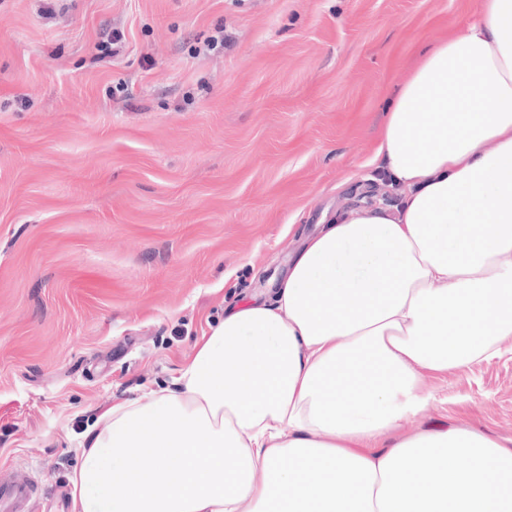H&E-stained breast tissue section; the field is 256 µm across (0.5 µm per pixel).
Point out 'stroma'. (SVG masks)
Listing matches in <instances>:
<instances>
[{
  "label": "stroma",
  "mask_w": 512,
  "mask_h": 512,
  "mask_svg": "<svg viewBox=\"0 0 512 512\" xmlns=\"http://www.w3.org/2000/svg\"><path fill=\"white\" fill-rule=\"evenodd\" d=\"M481 0H0V467L70 512L99 415L169 388L368 180L396 85ZM121 35L118 53L97 49ZM422 425L512 441V358Z\"/></svg>",
  "instance_id": "stroma-1"
}]
</instances>
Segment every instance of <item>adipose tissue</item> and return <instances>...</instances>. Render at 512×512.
I'll return each instance as SVG.
<instances>
[{
    "mask_svg": "<svg viewBox=\"0 0 512 512\" xmlns=\"http://www.w3.org/2000/svg\"><path fill=\"white\" fill-rule=\"evenodd\" d=\"M370 164L399 203L304 238L173 389L103 412L71 512H512V447L417 425L427 374L512 354V0L423 55Z\"/></svg>",
    "mask_w": 512,
    "mask_h": 512,
    "instance_id": "obj_1",
    "label": "adipose tissue"
}]
</instances>
